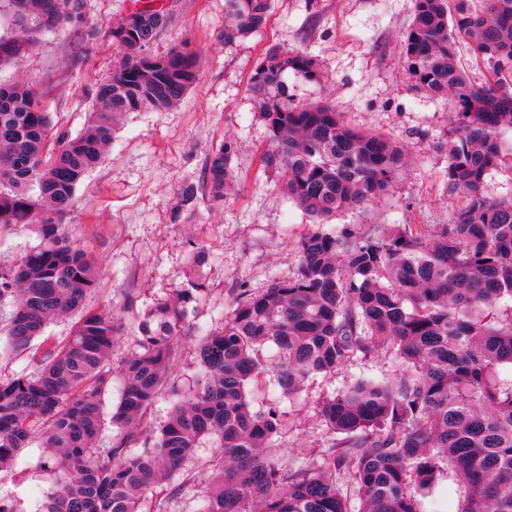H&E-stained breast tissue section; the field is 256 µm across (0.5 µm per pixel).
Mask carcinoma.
<instances>
[{"label": "carcinoma", "mask_w": 512, "mask_h": 512, "mask_svg": "<svg viewBox=\"0 0 512 512\" xmlns=\"http://www.w3.org/2000/svg\"><path fill=\"white\" fill-rule=\"evenodd\" d=\"M84 8V0H0V63L64 27L82 33ZM270 9L271 0H224V42L259 32ZM133 17L108 28L120 60L92 90V112L75 135L55 127L29 82L0 81V230L37 224L42 234L15 265L0 266V355L38 360L35 371L0 380V469L41 433L40 467L52 486L34 512H138L144 494L209 438L217 451L199 512H351L342 478L355 484L359 512H434L450 472L464 489L458 512H512V200L484 190L512 135V0H482L479 9L468 0H413L401 41L413 87L449 105L443 180L465 197L454 223L434 236L417 224L306 234L293 277L240 292L223 326L198 336L195 388L158 429L151 409L189 333L188 306L202 290L209 252L196 249L187 287L146 313L108 413L122 325L90 308L94 266L61 223L112 144L118 117L168 110L197 82L189 44L164 56L148 51L169 15L144 7ZM466 38L491 69L481 85L457 63ZM288 72L320 80L308 53L276 48L250 78L274 142L262 166L280 173L288 198L319 220L387 195L404 150L349 127L323 101L293 102ZM232 156L226 140L209 158L215 203L233 180ZM196 198V184L183 183L177 209H193ZM501 302L508 312L490 315ZM72 314L65 340L46 335L53 319ZM268 344L279 353L276 384L290 398L310 376L359 353L386 349L407 375L394 384L363 379L326 402L322 416L343 438L321 464L290 468L275 441L279 413L255 409L247 394L265 371ZM110 426L120 437L106 443ZM141 438L147 447L132 451Z\"/></svg>", "instance_id": "cac0c4a2"}]
</instances>
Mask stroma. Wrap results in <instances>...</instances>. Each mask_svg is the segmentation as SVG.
Segmentation results:
<instances>
[{
    "label": "stroma",
    "mask_w": 512,
    "mask_h": 512,
    "mask_svg": "<svg viewBox=\"0 0 512 512\" xmlns=\"http://www.w3.org/2000/svg\"><path fill=\"white\" fill-rule=\"evenodd\" d=\"M133 9V0H85L82 35L64 29L39 39L17 62L0 68V80H28L42 91L54 124L78 132L92 109V88L111 75L118 60L107 29ZM166 10L170 22L149 51L162 56L189 43L199 57L198 80L170 110L122 117L105 159L78 186L65 220L73 242L96 266L91 307L123 323L112 352L116 364L135 348L144 314L184 287L195 248L207 249L210 263L188 320L213 329L223 324L242 290L258 293L272 279L293 276L299 240L322 226L282 192L279 174L259 165L273 141L249 78L270 47L304 51L317 61L320 82L288 75L295 99L329 102L350 126L382 133L406 151L408 164L389 195L338 212L324 226L363 232L376 225L419 224L436 235L464 205L462 194L449 193L442 181L449 108L412 88L400 54L413 0H273L266 26L232 44L218 38L224 0H166ZM226 139L234 146L236 182L218 206L203 185L205 163ZM186 181L199 183L198 202L179 216L176 193ZM264 355L268 368L249 393L255 407L282 413L277 443L292 467L318 464L341 439L326 425L323 403L356 380L396 382L406 373L392 353L360 355L308 378L291 402L275 385V349L265 348ZM214 452L213 442L203 441L181 473L147 492L143 512H197ZM41 455L42 440L33 438L15 466L0 471V493L27 510L51 486L38 466Z\"/></svg>",
    "instance_id": "1"
}]
</instances>
